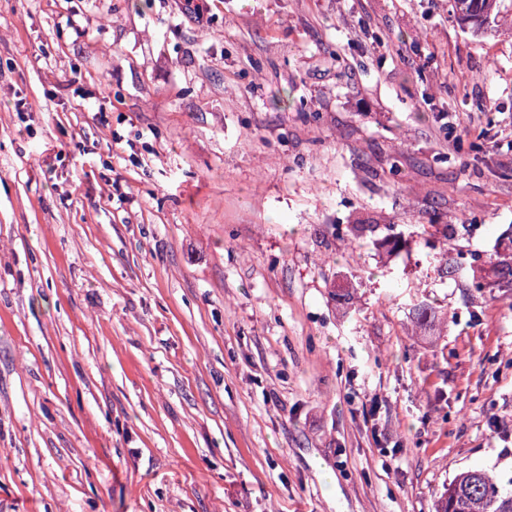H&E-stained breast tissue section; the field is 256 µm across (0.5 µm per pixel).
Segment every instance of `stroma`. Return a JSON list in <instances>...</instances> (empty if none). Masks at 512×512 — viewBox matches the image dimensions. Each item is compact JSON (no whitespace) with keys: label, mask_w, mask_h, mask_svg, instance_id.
<instances>
[{"label":"stroma","mask_w":512,"mask_h":512,"mask_svg":"<svg viewBox=\"0 0 512 512\" xmlns=\"http://www.w3.org/2000/svg\"><path fill=\"white\" fill-rule=\"evenodd\" d=\"M509 233L512 28L451 0H0V512L511 480ZM452 13L457 23L473 35H484L490 24L500 17L502 0H452Z\"/></svg>","instance_id":"obj_1"}]
</instances>
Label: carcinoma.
I'll use <instances>...</instances> for the list:
<instances>
[{
    "label": "carcinoma",
    "mask_w": 512,
    "mask_h": 512,
    "mask_svg": "<svg viewBox=\"0 0 512 512\" xmlns=\"http://www.w3.org/2000/svg\"><path fill=\"white\" fill-rule=\"evenodd\" d=\"M502 0H452L457 23L472 34L488 32L499 18ZM507 489L488 471L469 469L455 477L438 497L435 512H512V480Z\"/></svg>",
    "instance_id": "obj_1"
}]
</instances>
